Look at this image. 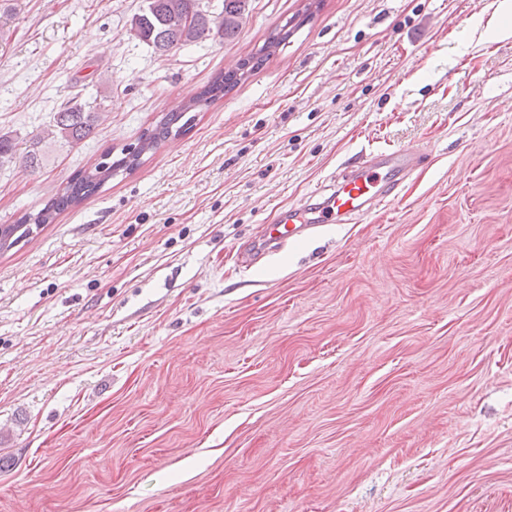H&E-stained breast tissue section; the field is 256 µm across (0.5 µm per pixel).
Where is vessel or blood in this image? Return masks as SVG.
Wrapping results in <instances>:
<instances>
[{"label":"vessel or blood","instance_id":"1","mask_svg":"<svg viewBox=\"0 0 512 512\" xmlns=\"http://www.w3.org/2000/svg\"><path fill=\"white\" fill-rule=\"evenodd\" d=\"M420 159L414 149L401 148L376 152L369 160L353 165L334 177L331 191L322 193L320 202L304 200L268 225L261 247L243 253L242 264L252 266L278 252L290 239L316 234L324 225L346 224L370 214L391 195L397 178L411 174Z\"/></svg>","mask_w":512,"mask_h":512}]
</instances>
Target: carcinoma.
Here are the masks:
<instances>
[{"mask_svg": "<svg viewBox=\"0 0 512 512\" xmlns=\"http://www.w3.org/2000/svg\"><path fill=\"white\" fill-rule=\"evenodd\" d=\"M248 9V0H223L221 12L214 16L203 8L201 0H146L142 11L132 18L130 32L158 54L167 55L188 43L211 36H234ZM261 64L262 59L258 58L254 63L243 62L236 69L220 74L208 87L190 99L182 111L170 112L162 117L151 133L124 150L122 158L113 162H98L77 177L64 192L51 198L38 212L24 215L15 224H0V252L9 250L29 237L33 234V228L52 223L58 214L94 195L112 178V173L120 169L131 171L138 167L145 152L172 135L174 126L183 118L184 112L201 105L207 106L224 96L225 92L246 79L247 74L258 69ZM99 109L100 104L84 101L79 95L63 101L55 113L50 134L71 146L81 143L95 129ZM40 143L41 140L32 139L30 148L19 156L15 139L8 134H1L0 163L18 157L26 167L34 170L38 167L37 151Z\"/></svg>", "mask_w": 512, "mask_h": 512, "instance_id": "carcinoma-1", "label": "carcinoma"}]
</instances>
